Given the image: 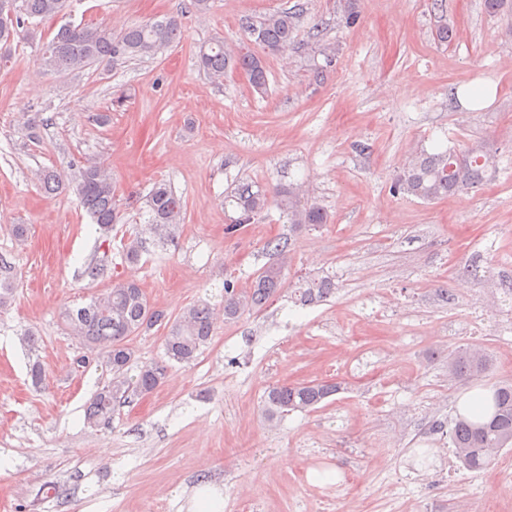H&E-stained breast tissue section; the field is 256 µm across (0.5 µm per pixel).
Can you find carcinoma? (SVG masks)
<instances>
[{"instance_id":"cac0c4a2","label":"carcinoma","mask_w":512,"mask_h":512,"mask_svg":"<svg viewBox=\"0 0 512 512\" xmlns=\"http://www.w3.org/2000/svg\"><path fill=\"white\" fill-rule=\"evenodd\" d=\"M15 19L0 25V44L24 36L36 19H53L67 9L68 0H14ZM301 22L298 10H276L244 22V28L258 45L257 53L241 44H229L214 38L197 54L199 69L214 80L229 73L244 74L253 88L263 93L268 77L262 54H283L293 46ZM181 35V23L174 17L142 24H132L119 33L95 24L67 23L43 47L42 65L71 74L106 62L123 63L153 58ZM496 167L495 161L479 147L458 151L447 147L433 153L425 151L412 157L393 175L392 193L414 197L424 202L479 185ZM41 189L54 194L66 187L77 196L81 207L97 224L101 238L109 240L112 225L119 223L121 210L116 204L112 172L102 162L88 159L76 166L70 179L55 171L36 174ZM239 216L224 227L233 235L245 224L259 219L271 204L298 227L325 224L326 210L317 203L299 198V187L288 186L272 193L241 183L232 195ZM149 231L160 242H172L184 219L181 199L164 183H157L147 199ZM273 261L256 273L252 287L240 291L230 281L224 282V305L216 310L207 303L193 304L174 318L153 306L139 285L133 281L114 285L109 292L94 297L83 306L64 309L61 318L65 329L79 336L91 351L102 357L111 379L92 397L86 408V421L92 426L108 424L115 410L132 395H147L166 380L169 364L191 363L211 339L217 313L224 321L237 320L246 312L262 309L281 288L288 266L287 245L279 240L267 243ZM333 282L328 277L315 278L299 288L301 301L313 302L330 294ZM166 330L164 350L168 361L135 365L131 337L155 327ZM490 355L482 348L468 347L448 358V377L468 381L490 368ZM343 390L332 381L301 384H276L264 396V411L269 419L294 411H312ZM492 414L486 421H473L463 415L453 420L449 436L462 467L480 471L488 467L504 448L512 447V381L502 380L492 387Z\"/></svg>"}]
</instances>
